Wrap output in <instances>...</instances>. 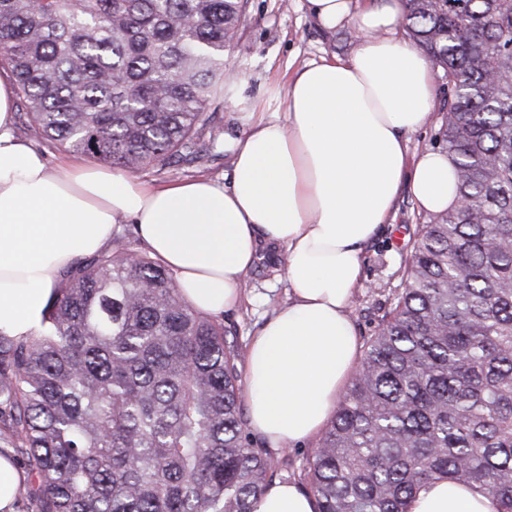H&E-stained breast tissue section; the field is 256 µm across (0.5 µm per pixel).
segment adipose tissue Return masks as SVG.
I'll return each instance as SVG.
<instances>
[{
  "label": "adipose tissue",
  "mask_w": 512,
  "mask_h": 512,
  "mask_svg": "<svg viewBox=\"0 0 512 512\" xmlns=\"http://www.w3.org/2000/svg\"><path fill=\"white\" fill-rule=\"evenodd\" d=\"M327 30L354 25L349 59L295 70L285 111L245 112L224 141L229 185L200 177L152 187L123 170L60 163L13 133L14 81L0 73V330L38 327L62 270L134 225L177 275L185 298L218 316L244 299L261 246L284 252L288 302L248 343V426L275 448L317 436L358 364L348 304L363 246L388 223L401 188L428 213L457 204L447 152L409 154L431 118L429 58L399 32L403 0H307ZM488 491L450 479L422 485L407 512H500ZM254 512H317L296 484L274 482Z\"/></svg>",
  "instance_id": "1"
}]
</instances>
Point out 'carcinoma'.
Returning a JSON list of instances; mask_svg holds the SVG:
<instances>
[{"instance_id": "cac0c4a2", "label": "carcinoma", "mask_w": 512, "mask_h": 512, "mask_svg": "<svg viewBox=\"0 0 512 512\" xmlns=\"http://www.w3.org/2000/svg\"><path fill=\"white\" fill-rule=\"evenodd\" d=\"M247 0H0L34 138L136 173L224 149ZM446 81L458 206L418 225L405 288L305 470L318 512H406L440 478L512 512V0H405ZM238 353L174 273L124 248L67 268L40 329L0 330V449L27 512H254L271 463Z\"/></svg>"}]
</instances>
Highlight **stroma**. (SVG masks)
Here are the masks:
<instances>
[{
    "label": "stroma",
    "instance_id": "35a3bbf8",
    "mask_svg": "<svg viewBox=\"0 0 512 512\" xmlns=\"http://www.w3.org/2000/svg\"><path fill=\"white\" fill-rule=\"evenodd\" d=\"M356 46L351 26L323 29L310 16L307 0H248L240 39L229 54L235 81L247 104L277 108L293 72L311 61L336 56L349 58ZM231 158L223 154L197 163L138 172L139 180L168 185L207 177L223 183ZM410 193L401 192L395 217L363 247V280L350 303V314L359 342L377 333L381 320L404 288V266L414 242L417 225L428 223ZM248 300L221 316L228 340L245 348L273 308L286 301L287 283L280 268L258 258L247 275ZM314 448L305 442L289 448H274L275 480L296 483L305 472Z\"/></svg>",
    "mask_w": 512,
    "mask_h": 512
}]
</instances>
